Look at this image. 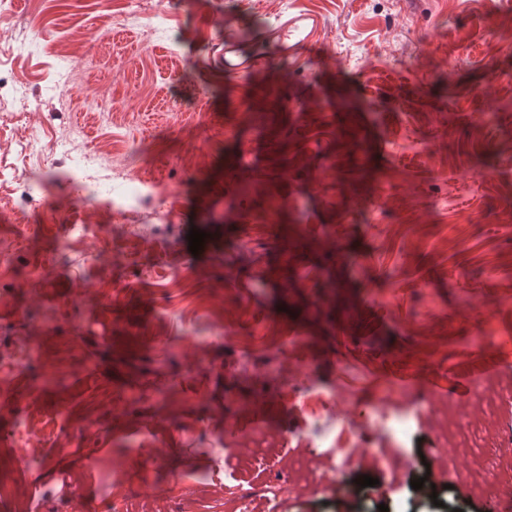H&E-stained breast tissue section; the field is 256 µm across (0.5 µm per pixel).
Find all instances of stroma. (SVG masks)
Instances as JSON below:
<instances>
[{
	"mask_svg": "<svg viewBox=\"0 0 512 512\" xmlns=\"http://www.w3.org/2000/svg\"><path fill=\"white\" fill-rule=\"evenodd\" d=\"M305 13L322 34L299 59L267 44L249 84L225 74V29L249 51ZM0 41L20 79L0 91V143L22 117L129 155L125 177L168 191L166 219L135 213L140 244L110 205L70 194L67 167L30 177L65 225L0 185V239L40 227L0 287V344L41 342L27 374L0 369L1 482L21 477L7 451L35 450L40 512H119L116 485L176 512V494L222 493L225 455L259 432L278 476L302 458L338 477L289 512H504L468 487L501 422L468 371L487 326L499 368L480 380H512V0H53L36 22L8 9ZM72 222L99 232L65 246ZM282 362L301 387L352 394L356 415L384 388L450 406L473 425L452 452L468 482L450 483L425 417L396 478L367 457L338 469L323 447L335 411L289 401ZM420 477L436 498L411 488Z\"/></svg>",
	"mask_w": 512,
	"mask_h": 512,
	"instance_id": "obj_1",
	"label": "stroma"
}]
</instances>
